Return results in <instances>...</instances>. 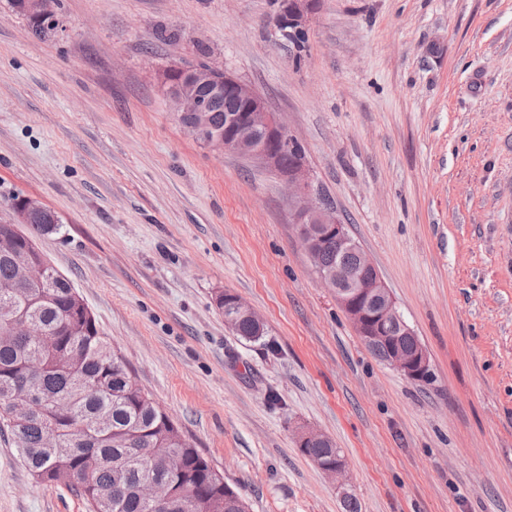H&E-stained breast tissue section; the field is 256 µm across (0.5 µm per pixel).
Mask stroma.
<instances>
[{"label":"stroma","instance_id":"stroma-1","mask_svg":"<svg viewBox=\"0 0 512 512\" xmlns=\"http://www.w3.org/2000/svg\"><path fill=\"white\" fill-rule=\"evenodd\" d=\"M0 0V220L13 197L136 381L251 512H512V0H320L301 52L270 0ZM253 88L377 266L431 375L373 356L323 288L280 174L193 140L163 75ZM264 321L238 338L217 298ZM328 436L337 484L297 447ZM0 512H89L0 433ZM25 10L36 16L38 19H46L54 15L52 4L54 0H23ZM24 15V14H23ZM26 16V15H24ZM27 17V16H26ZM34 35L38 38H46L57 27V20L45 22L40 20H33L27 17Z\"/></svg>","mask_w":512,"mask_h":512}]
</instances>
